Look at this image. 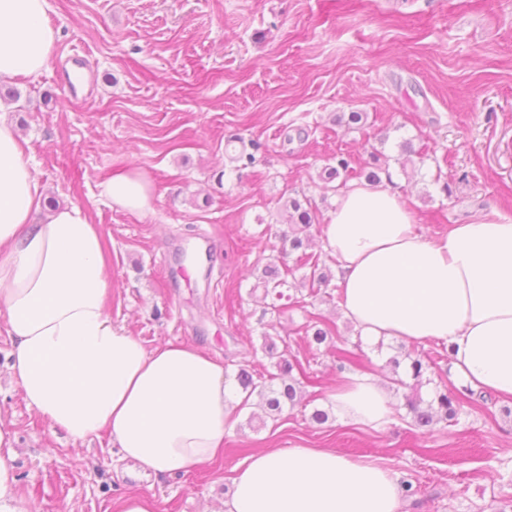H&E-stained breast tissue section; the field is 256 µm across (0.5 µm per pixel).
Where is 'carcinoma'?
I'll return each mask as SVG.
<instances>
[{
	"instance_id": "obj_1",
	"label": "carcinoma",
	"mask_w": 512,
	"mask_h": 512,
	"mask_svg": "<svg viewBox=\"0 0 512 512\" xmlns=\"http://www.w3.org/2000/svg\"><path fill=\"white\" fill-rule=\"evenodd\" d=\"M350 163L343 157L336 158V164H328L323 168L322 179L327 183H336V189L347 185L350 177ZM288 213V233L281 236L286 247L279 251V255L269 257L264 265L262 278L259 284L264 294H275L283 297L281 288H308L310 290L328 286L330 273L325 266L319 264V258L306 252V243L312 237V230L320 224L317 209L310 199L290 196L285 204ZM296 254L295 265L290 267L287 256ZM304 270L303 275L296 279L294 273ZM293 282H288V277ZM311 331V342L321 345L337 334L336 326L330 322L318 320L307 325ZM262 348L270 358V368L259 370L250 364L238 367L235 381L240 394L243 395V405L253 394H258L264 401L270 417L275 418L283 411L285 404L295 405L297 399L296 380L293 376L294 364L288 359L287 349H278L271 337L262 336ZM405 406L411 415L412 425L418 429L426 430L435 422L442 419L451 421L458 414L459 400L446 390L435 393L428 404L417 395L405 396Z\"/></svg>"
}]
</instances>
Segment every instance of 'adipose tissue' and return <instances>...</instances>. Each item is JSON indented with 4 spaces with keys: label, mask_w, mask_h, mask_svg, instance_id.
<instances>
[{
    "label": "adipose tissue",
    "mask_w": 512,
    "mask_h": 512,
    "mask_svg": "<svg viewBox=\"0 0 512 512\" xmlns=\"http://www.w3.org/2000/svg\"><path fill=\"white\" fill-rule=\"evenodd\" d=\"M47 0H0V79L35 77L58 33ZM110 201L147 213L135 170L105 184ZM23 141L0 123V318L15 348L11 376L27 406L75 445L108 434L121 459L155 475L188 474L223 451L238 404L224 365L194 344L146 349L114 326L104 238L84 210L42 213ZM343 316L369 344L438 341L463 387L512 398V220L420 232L389 182L350 184L324 229ZM331 399L346 419L390 422L377 378L346 375ZM16 434L0 421V512H33L18 493ZM402 487L381 465L331 448L267 449L238 469L224 512H399Z\"/></svg>",
    "instance_id": "adipose-tissue-1"
}]
</instances>
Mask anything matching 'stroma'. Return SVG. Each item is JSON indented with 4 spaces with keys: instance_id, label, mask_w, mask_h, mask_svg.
Wrapping results in <instances>:
<instances>
[{
    "instance_id": "1",
    "label": "stroma",
    "mask_w": 512,
    "mask_h": 512,
    "mask_svg": "<svg viewBox=\"0 0 512 512\" xmlns=\"http://www.w3.org/2000/svg\"><path fill=\"white\" fill-rule=\"evenodd\" d=\"M58 50L36 77L13 79L20 109L1 117L26 143L45 207L77 205L99 224L112 278L113 324L146 348L192 343L236 371L263 336L286 342L301 405L261 421L242 410L213 462L185 475L145 476L108 435L75 446L28 408L11 383L14 347L0 319V419L16 432L19 491L35 512H113L152 498L156 512H221L254 452L332 448L373 461L417 487L404 512H498L512 504V399L463 403L453 422L414 428L396 395L380 428L341 417L330 395L335 346L308 345L310 314L335 324L365 372L397 378L390 360L431 356L420 393L450 384L443 345L359 342L337 288L317 296L257 292L286 231L282 195L311 199L329 222L337 191L320 178L337 157L386 160L425 234L512 218V0H48ZM91 75L65 83L72 59ZM363 112L364 125L337 122ZM415 154L401 162L399 146ZM254 155L239 168L240 151ZM151 181L139 214L103 192L113 174ZM200 236L209 257L193 260ZM329 419L310 421L312 409Z\"/></svg>"
}]
</instances>
